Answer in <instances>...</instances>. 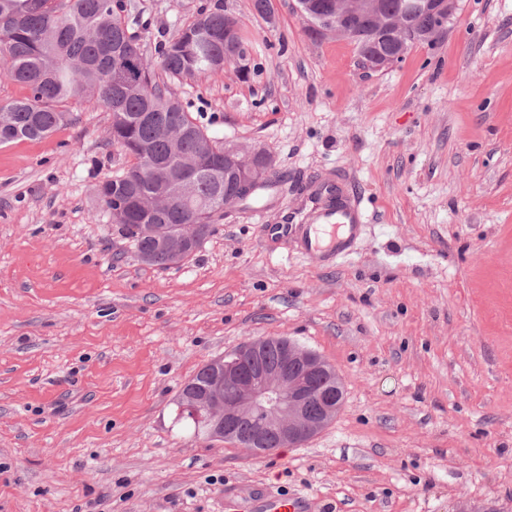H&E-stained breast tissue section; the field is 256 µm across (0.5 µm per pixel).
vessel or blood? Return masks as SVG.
Here are the masks:
<instances>
[{
  "mask_svg": "<svg viewBox=\"0 0 512 512\" xmlns=\"http://www.w3.org/2000/svg\"><path fill=\"white\" fill-rule=\"evenodd\" d=\"M362 228L355 200L322 183L304 215L280 208L275 223L261 225L260 235L268 243H292L300 254L326 264L348 256Z\"/></svg>",
  "mask_w": 512,
  "mask_h": 512,
  "instance_id": "1",
  "label": "vessel or blood"
}]
</instances>
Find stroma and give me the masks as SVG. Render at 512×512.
<instances>
[{
    "label": "stroma",
    "mask_w": 512,
    "mask_h": 512,
    "mask_svg": "<svg viewBox=\"0 0 512 512\" xmlns=\"http://www.w3.org/2000/svg\"><path fill=\"white\" fill-rule=\"evenodd\" d=\"M144 50L214 0H134ZM224 0L248 80L175 86L209 135L271 153L281 184L233 205L188 261L143 263L100 184L131 160L110 115L0 146V512H224V494L306 512H512V0H459L434 44L364 69L311 40L295 0ZM356 196L367 229L336 264L271 250L259 226ZM285 336L331 363L336 419L254 456L175 423L207 362Z\"/></svg>",
    "instance_id": "35a3bbf8"
}]
</instances>
